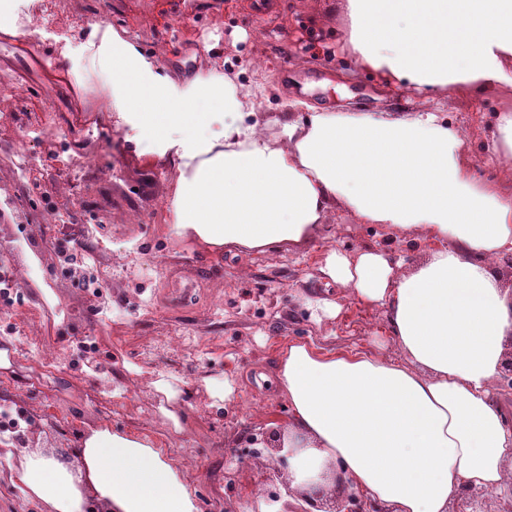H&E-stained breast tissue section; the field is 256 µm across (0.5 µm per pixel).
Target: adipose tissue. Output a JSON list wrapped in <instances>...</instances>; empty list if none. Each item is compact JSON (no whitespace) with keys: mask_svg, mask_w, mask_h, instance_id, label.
I'll use <instances>...</instances> for the list:
<instances>
[{"mask_svg":"<svg viewBox=\"0 0 512 512\" xmlns=\"http://www.w3.org/2000/svg\"><path fill=\"white\" fill-rule=\"evenodd\" d=\"M343 43L376 83L435 93L512 85V0H343ZM110 111L149 153L175 152V234L219 250L306 245L332 208L362 224L423 230L435 248L408 273L381 248L329 252L334 282L386 309L402 360L283 345L288 427L253 445L289 448L290 489L335 474L384 512H451L465 489L496 496L512 428L493 385L512 343V191L476 180L461 130L406 116L306 109L269 141L251 94L220 68L173 78L159 57L106 31L97 50ZM5 478L48 512H200L186 471L146 436L85 432L80 463L33 441L6 449Z\"/></svg>","mask_w":512,"mask_h":512,"instance_id":"1","label":"adipose tissue"}]
</instances>
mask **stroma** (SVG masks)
Wrapping results in <instances>:
<instances>
[{
    "instance_id": "obj_1",
    "label": "stroma",
    "mask_w": 512,
    "mask_h": 512,
    "mask_svg": "<svg viewBox=\"0 0 512 512\" xmlns=\"http://www.w3.org/2000/svg\"><path fill=\"white\" fill-rule=\"evenodd\" d=\"M84 0H46L54 21L37 45L0 30V75L37 91L39 106L58 110L70 94V126L93 129L95 168L78 175L76 194L105 216L97 240L76 237L77 250L102 244L112 253V281L98 294L79 288L56 269L57 229L52 217L0 223L28 276L20 290L25 321L0 306V418L19 420L27 436L48 451L75 456L86 426L164 441L171 458L194 477L201 512H260L255 494L265 476L274 486L288 472L270 449L254 452V434L285 426L288 400L278 384L280 347L308 342L323 350L361 351L390 359L383 307L360 300L321 268L329 251L348 255L382 247L419 262L430 243L380 224H360L347 209L329 211L311 241L297 249L209 251L172 234L165 210L177 174L174 153H145L128 129L117 127L89 82L104 85L88 41ZM97 20L144 52L158 53L176 78L214 65L237 83L263 86L255 99L262 133L276 139L288 103L320 107L350 104L358 112L397 116L436 109L462 128L466 164L478 179L512 190V168L489 160L497 112L512 110V86L483 91L469 85L431 97L404 85L379 86L343 50L348 23L342 0H96ZM288 51L287 62L272 46ZM48 55H40V48ZM137 220L125 219V212ZM111 306L110 322L99 307ZM179 332L200 336L198 347L142 356L147 345ZM41 342L31 354L25 338ZM172 384L173 426L158 411V381ZM231 386L217 400L215 392ZM269 504V503H266ZM297 499L281 495L272 512H294Z\"/></svg>"
}]
</instances>
